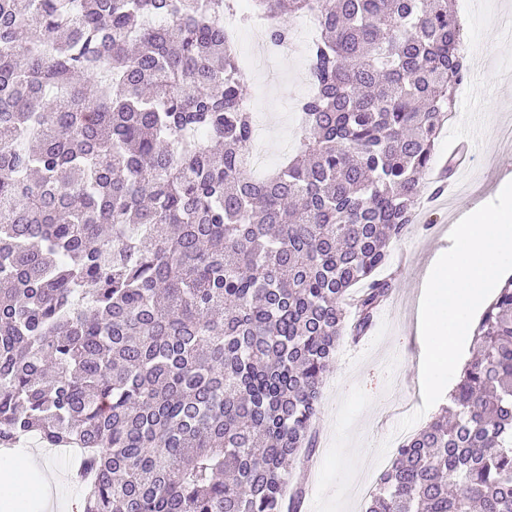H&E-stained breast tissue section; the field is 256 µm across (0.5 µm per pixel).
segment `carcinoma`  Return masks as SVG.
<instances>
[{
	"mask_svg": "<svg viewBox=\"0 0 512 512\" xmlns=\"http://www.w3.org/2000/svg\"><path fill=\"white\" fill-rule=\"evenodd\" d=\"M452 2L253 0L319 27L255 180L229 0H0V448L78 449L83 512H298L466 76ZM366 512H512V277Z\"/></svg>",
	"mask_w": 512,
	"mask_h": 512,
	"instance_id": "obj_1",
	"label": "carcinoma"
}]
</instances>
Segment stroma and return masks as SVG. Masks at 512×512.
<instances>
[{
	"mask_svg": "<svg viewBox=\"0 0 512 512\" xmlns=\"http://www.w3.org/2000/svg\"><path fill=\"white\" fill-rule=\"evenodd\" d=\"M454 9L465 18L460 48L470 67L456 92L459 111L443 130L423 183L431 182L434 170L456 154L462 141H476L479 149L456 168L450 190L434 200L420 198L415 221L394 247L405 263L397 268L390 299L364 339L342 342L336 351L324 378L317 421L321 465L300 512H366L369 502L358 497L357 489L376 480L371 462L396 447L399 421L419 410L426 424L442 410L438 404L421 408L424 344L413 328L419 287L431 257L450 247L454 225L471 207L494 200L499 183L512 177V150L500 141L501 127L512 126V32L501 30L503 18L512 16V0H455ZM310 45L302 40L297 50L281 57V78L263 101L266 110L283 119L270 140L275 165L284 158L282 141L299 145L300 102L307 92L300 76L308 67ZM28 449L56 474L48 501L32 499L30 512H64L80 497L66 479L65 457L34 443Z\"/></svg>",
	"mask_w": 512,
	"mask_h": 512,
	"instance_id": "35a3bbf8",
	"label": "stroma"
}]
</instances>
